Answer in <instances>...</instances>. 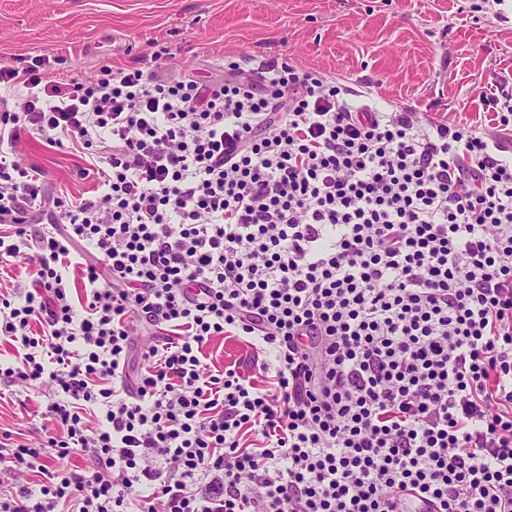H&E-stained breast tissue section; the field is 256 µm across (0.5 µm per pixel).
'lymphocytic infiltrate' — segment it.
<instances>
[{"label": "lymphocytic infiltrate", "mask_w": 512, "mask_h": 512, "mask_svg": "<svg viewBox=\"0 0 512 512\" xmlns=\"http://www.w3.org/2000/svg\"><path fill=\"white\" fill-rule=\"evenodd\" d=\"M495 119L383 112L285 62L1 65L0 263L32 269L0 375L47 384L56 429L0 437V512H512V95ZM25 131L90 151L96 196L49 191ZM216 336L243 361L204 363Z\"/></svg>", "instance_id": "f902f5d3"}]
</instances>
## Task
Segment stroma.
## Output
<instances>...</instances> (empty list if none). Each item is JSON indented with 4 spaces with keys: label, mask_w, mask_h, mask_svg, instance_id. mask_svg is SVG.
<instances>
[{
    "label": "stroma",
    "mask_w": 512,
    "mask_h": 512,
    "mask_svg": "<svg viewBox=\"0 0 512 512\" xmlns=\"http://www.w3.org/2000/svg\"><path fill=\"white\" fill-rule=\"evenodd\" d=\"M492 0H0V64L49 60L58 79L102 68L164 67L219 76L288 59L347 84L386 108L487 128L485 96L512 83V19ZM16 159L47 185L94 196L84 154L23 134ZM45 387L0 379V435L37 439Z\"/></svg>",
    "instance_id": "1"
}]
</instances>
